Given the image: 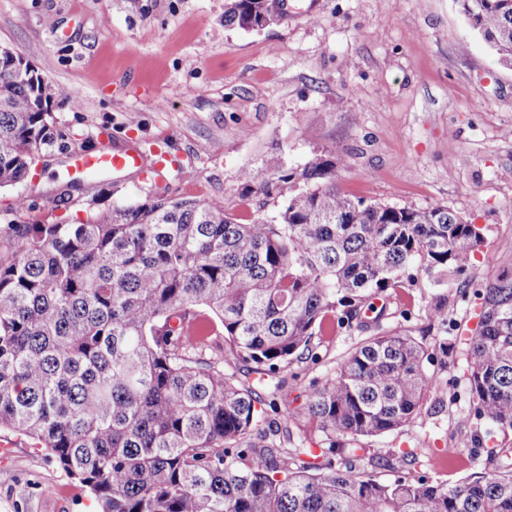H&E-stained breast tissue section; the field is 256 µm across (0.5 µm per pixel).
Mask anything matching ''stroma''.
I'll use <instances>...</instances> for the list:
<instances>
[{
  "instance_id": "obj_1",
  "label": "stroma",
  "mask_w": 512,
  "mask_h": 512,
  "mask_svg": "<svg viewBox=\"0 0 512 512\" xmlns=\"http://www.w3.org/2000/svg\"><path fill=\"white\" fill-rule=\"evenodd\" d=\"M291 13L260 30L224 25L228 0H0V46L21 54L52 94L55 135L28 179L0 189V224L25 196L29 224L75 223L141 201L220 197L235 217L277 222L286 199L239 178L299 173L338 158L349 195L400 207L443 206L481 227L486 244L464 264L472 287L512 277V65L468 28L457 0H288ZM63 86L68 96L55 95ZM148 150L147 170L82 180L69 208L55 200L79 154L104 145ZM165 164V181L149 168ZM448 351L425 411L361 447L391 466L357 469L381 482L421 475L456 481L512 468V433L472 408L465 341L478 319L448 282ZM438 287L426 275L387 301L385 330L429 327ZM364 338L324 337L316 359L279 371V414L294 441L320 440L302 421L305 389ZM415 450L417 464L401 460ZM87 489L28 440L0 430V512H93Z\"/></svg>"
}]
</instances>
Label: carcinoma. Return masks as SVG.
Wrapping results in <instances>:
<instances>
[{"instance_id": "cac0c4a2", "label": "carcinoma", "mask_w": 512, "mask_h": 512, "mask_svg": "<svg viewBox=\"0 0 512 512\" xmlns=\"http://www.w3.org/2000/svg\"><path fill=\"white\" fill-rule=\"evenodd\" d=\"M470 30L512 64V0H457ZM273 21L262 0H230L224 26ZM0 188L23 182L52 143L43 79L0 47ZM278 223L241 222L222 198L164 191L101 209L78 224L0 227V429L26 436L100 512H512V471L449 483L355 468L360 438L420 415L436 378L425 344L380 328L374 300L424 272L437 286L485 245L481 228L442 206L354 198L335 165L315 160L274 183ZM478 330L466 339L475 415L512 432V278L476 290ZM377 311L371 320L366 314ZM429 319L448 355V295ZM374 329L313 384L304 418L320 453L289 459L288 422L254 431L275 399L224 371V354L271 377L315 357L314 340ZM345 456L344 466L335 464Z\"/></svg>"}]
</instances>
